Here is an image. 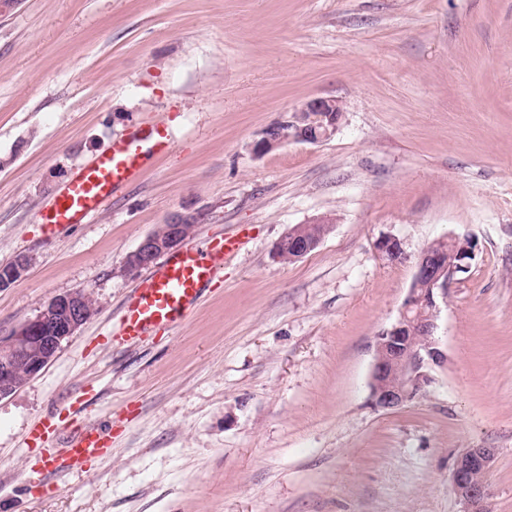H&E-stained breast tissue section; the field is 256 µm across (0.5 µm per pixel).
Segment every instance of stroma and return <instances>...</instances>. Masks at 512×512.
<instances>
[{"instance_id": "obj_1", "label": "stroma", "mask_w": 512, "mask_h": 512, "mask_svg": "<svg viewBox=\"0 0 512 512\" xmlns=\"http://www.w3.org/2000/svg\"><path fill=\"white\" fill-rule=\"evenodd\" d=\"M315 97L341 104L331 138L254 153ZM153 123L170 152L46 233L73 171ZM178 213L202 216L189 243L238 251L180 326L113 341L127 254ZM321 217L314 251L274 258ZM451 234L479 253L440 306L446 361L373 408L376 337ZM20 253L0 339L75 289L95 313L0 399V512H462L467 448L496 449L489 507L512 512V0H20L0 17V264ZM79 393L111 458L26 490L28 431ZM304 224H298L290 227L273 246V255L279 261L284 260L288 255V261H297L304 258L312 249L319 246L322 239L311 242L306 239L302 233ZM304 231L307 237L314 239L321 234L322 227L319 225H306Z\"/></svg>"}]
</instances>
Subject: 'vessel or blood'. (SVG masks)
Segmentation results:
<instances>
[{
    "instance_id": "b4317fda",
    "label": "vessel or blood",
    "mask_w": 512,
    "mask_h": 512,
    "mask_svg": "<svg viewBox=\"0 0 512 512\" xmlns=\"http://www.w3.org/2000/svg\"><path fill=\"white\" fill-rule=\"evenodd\" d=\"M171 147L172 137L161 125L138 128L127 138L112 141L94 161L79 166L53 201L40 210V224L52 233L90 222L106 200L140 177L147 155H160ZM239 245V239L229 237L213 240L204 250L190 245L142 277L119 319L118 341L135 344L150 332L176 328ZM83 404V398H76L71 415L42 420L29 433V441L48 448L61 431H69L60 468L77 470L112 454L111 433L91 422H78Z\"/></svg>"
}]
</instances>
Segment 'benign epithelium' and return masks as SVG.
I'll return each instance as SVG.
<instances>
[{
	"label": "benign epithelium",
	"mask_w": 512,
	"mask_h": 512,
	"mask_svg": "<svg viewBox=\"0 0 512 512\" xmlns=\"http://www.w3.org/2000/svg\"><path fill=\"white\" fill-rule=\"evenodd\" d=\"M292 125L277 121L267 127L254 144L257 154L290 140L316 144L337 130L342 107L333 98H314L297 109ZM196 222L191 215H176L165 225L163 234L144 237L125 262L129 273L154 264L166 252L186 239V225ZM303 225L290 227L273 246V255L282 261L304 258L319 242H311L302 233ZM379 253L391 262L410 259L395 237L381 238ZM478 252V243L470 235L453 234L421 251L414 259L413 283L402 304L398 319L376 338L371 372V403L380 409L404 406L421 395L431 383L430 369L446 360L435 339L440 302L448 299L454 277L466 273ZM31 259L16 255L0 266V289L20 280ZM89 293L75 290L52 298L32 319L21 324L11 336L0 341V399L13 393L27 380L38 375L57 355L63 342L93 315ZM496 456L494 448H467L457 457L451 483L463 503L462 512H490L488 476Z\"/></svg>",
	"instance_id": "obj_1"
}]
</instances>
